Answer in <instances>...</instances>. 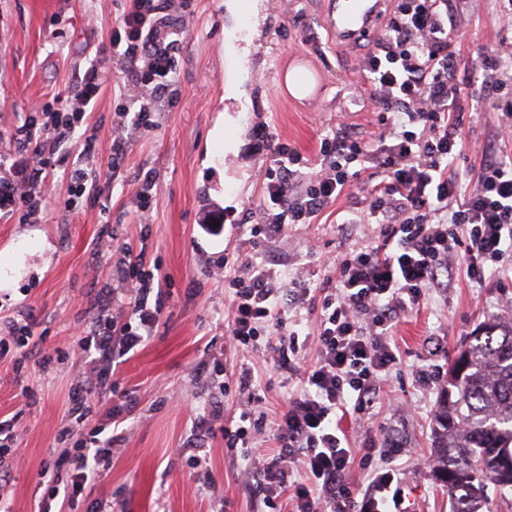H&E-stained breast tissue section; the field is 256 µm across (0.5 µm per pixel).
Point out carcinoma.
Returning a JSON list of instances; mask_svg holds the SVG:
<instances>
[{
    "label": "carcinoma",
    "mask_w": 512,
    "mask_h": 512,
    "mask_svg": "<svg viewBox=\"0 0 512 512\" xmlns=\"http://www.w3.org/2000/svg\"><path fill=\"white\" fill-rule=\"evenodd\" d=\"M432 442L452 512H484L491 485L512 492V320L480 324L449 365Z\"/></svg>",
    "instance_id": "1"
}]
</instances>
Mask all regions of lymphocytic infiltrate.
<instances>
[{
    "label": "lymphocytic infiltrate",
    "mask_w": 512,
    "mask_h": 512,
    "mask_svg": "<svg viewBox=\"0 0 512 512\" xmlns=\"http://www.w3.org/2000/svg\"><path fill=\"white\" fill-rule=\"evenodd\" d=\"M446 2L395 0L376 49L360 63L382 106L378 140L389 144L381 160L388 172L364 190L358 215L377 225L375 241L337 254L335 276L319 281H283L261 259L289 225L314 223L357 180L359 164L378 158L373 142L347 133L322 141L329 163L306 176L303 156L265 132L274 158L265 174L264 208L272 216L230 227L232 235L247 234L251 247L220 261L228 271L230 341L237 348L265 344L277 370L298 376L300 389L268 419L260 410L261 384L253 368L239 367L231 379L247 397L244 408L228 418L222 402H211L187 446L203 452L212 420L223 419L226 448L239 450L256 501L271 512H388L397 500L398 471L374 468L364 492L355 493L352 450L337 418L360 415L378 400L380 383L398 359L395 330L402 313L419 306L429 289L447 287L456 269L484 284L491 265L512 251V157L488 158L473 186L461 182L458 130L467 92L455 81ZM182 22L172 13V0H129L111 30L113 57L141 61L131 80L151 88L138 112L122 115L112 140V171L124 163L129 134L152 133L159 124L158 103L173 98ZM104 83L101 60L91 59L75 76V94L34 108L17 128L12 170L24 214L45 206L49 170L68 171L75 198L91 191L93 178L73 165L63 145L80 130L83 155L96 152L89 114ZM475 84L482 96L511 88L512 52L483 58ZM121 265L119 281L129 290V302L115 313L102 306L82 346L90 370L69 408L78 424L90 414L86 394L103 389L117 366L148 341L169 296L166 277L159 267L146 266L142 254L125 249ZM306 310L315 315L308 325ZM117 441L97 427L46 463L39 472L47 491L41 512H52L56 502L77 501L110 461Z\"/></svg>",
    "instance_id": "f902f5d3"
}]
</instances>
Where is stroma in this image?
<instances>
[{"instance_id": "obj_1", "label": "stroma", "mask_w": 512, "mask_h": 512, "mask_svg": "<svg viewBox=\"0 0 512 512\" xmlns=\"http://www.w3.org/2000/svg\"><path fill=\"white\" fill-rule=\"evenodd\" d=\"M248 0H192L186 18L189 36L177 54L176 104L163 108L158 128L133 137L119 174L109 168L112 128L118 111L135 95L132 63L104 56L105 90L90 119L99 151L81 153L65 145L75 166L101 174L94 199L69 205L68 176L55 172L50 202L33 218L0 210V256L18 253L10 287L0 288V324L26 317L27 345L11 343L0 354V421L17 434L0 512H39L45 489L38 473L58 447L57 436L73 427L76 436L111 422L113 405H124L123 438L115 444L112 467L79 499L75 512H88L108 498L114 512H253L243 492V461L228 453L223 435L210 441L207 465L194 467L179 455L195 418L207 413L213 396L223 395L224 412L240 403L236 389L220 392L221 380L202 372V364L232 366L250 360L267 384L263 410L275 417L288 394L282 377L261 352L234 349L225 335L224 275L213 268L219 251L240 250L242 238L212 235L211 223L254 224L262 216V187L272 153L254 134L269 125L277 142L289 145L318 170L320 142L341 128L365 138L377 131V107L359 63L375 37L346 45L326 26L330 0H262L258 38L248 36ZM126 0H0V159L15 151L11 139L36 102L73 91L75 74L106 45ZM460 48L456 78L468 84L478 56L495 54L512 43V21L493 0H448ZM250 50L248 72L238 57L224 52L225 40ZM302 53L305 67L321 83L312 98H276L290 53ZM246 75L248 103L230 96L238 75ZM507 101L494 96L467 99L459 130L465 165L483 164L474 141L493 140L496 152L512 155V141L495 138L497 115ZM236 141L225 150L216 127ZM152 181H145V174ZM360 185L319 216L316 224L290 226L266 253L290 273L319 269L323 258L367 240L371 226L355 223ZM347 231H340L341 222ZM145 254L171 280L170 296L154 336L114 377L116 388L92 401L87 424L72 425L70 395L86 369L80 344L101 306L124 305L126 296L107 290L119 277L123 248ZM512 317V257L492 269L483 288L455 275L448 288L430 291L420 306L405 312L398 325L399 361L381 384L389 404L370 409L366 432L350 434L354 450L366 436L375 452L400 470L403 512H451L445 487L426 461L432 458L430 423L449 362L474 329L491 316ZM59 357L42 366L40 347Z\"/></svg>"}]
</instances>
